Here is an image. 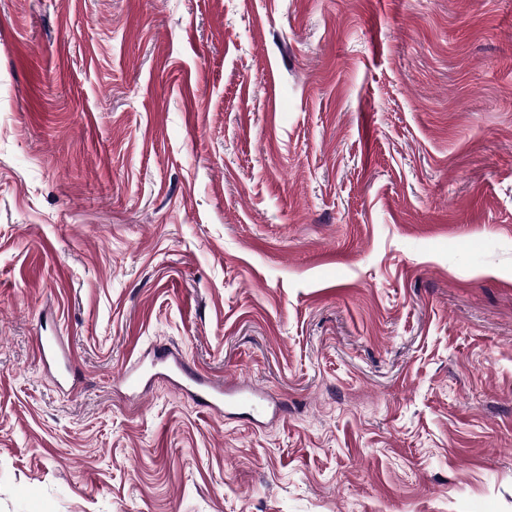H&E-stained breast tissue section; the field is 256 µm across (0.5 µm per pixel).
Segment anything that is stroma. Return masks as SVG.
I'll return each mask as SVG.
<instances>
[{
	"label": "stroma",
	"mask_w": 512,
	"mask_h": 512,
	"mask_svg": "<svg viewBox=\"0 0 512 512\" xmlns=\"http://www.w3.org/2000/svg\"><path fill=\"white\" fill-rule=\"evenodd\" d=\"M0 512H512V0H0ZM157 361L167 363L180 375L182 386L188 390L194 399L216 411L219 410V403L223 401L224 395L236 394L238 399L249 404L254 410H261V400L255 397L249 389L237 388L227 382L214 381L194 373L184 360L172 359L168 361L165 352H158Z\"/></svg>",
	"instance_id": "1"
}]
</instances>
